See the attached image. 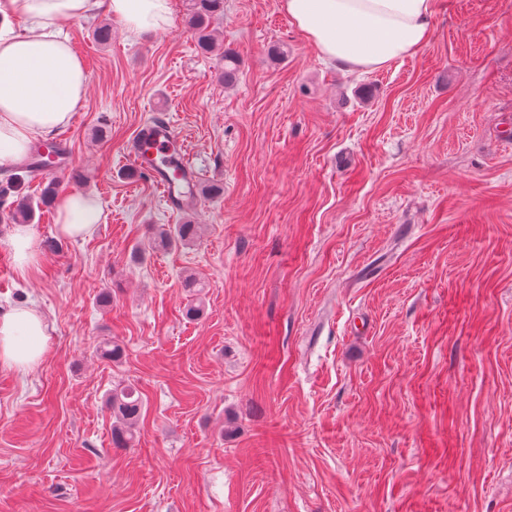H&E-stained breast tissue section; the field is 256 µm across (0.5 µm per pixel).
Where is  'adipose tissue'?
<instances>
[{
	"instance_id": "obj_1",
	"label": "adipose tissue",
	"mask_w": 512,
	"mask_h": 512,
	"mask_svg": "<svg viewBox=\"0 0 512 512\" xmlns=\"http://www.w3.org/2000/svg\"><path fill=\"white\" fill-rule=\"evenodd\" d=\"M280 7L318 57L363 73L425 46L438 0H280ZM100 13L136 35L168 28L173 8L172 0H0V167L25 159L35 141L54 137L82 105L87 70L65 30ZM53 208L64 238L91 235L101 220L100 204L88 193L59 195ZM0 244L19 272L39 261L31 225H13ZM47 342L45 319L34 308L0 311V364L28 371Z\"/></svg>"
}]
</instances>
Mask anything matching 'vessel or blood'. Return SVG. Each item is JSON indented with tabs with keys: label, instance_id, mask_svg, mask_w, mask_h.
Masks as SVG:
<instances>
[{
	"label": "vessel or blood",
	"instance_id": "1",
	"mask_svg": "<svg viewBox=\"0 0 512 512\" xmlns=\"http://www.w3.org/2000/svg\"><path fill=\"white\" fill-rule=\"evenodd\" d=\"M131 168L161 191L169 210L178 212L196 201L198 168L188 162L182 141L170 124H142L129 153Z\"/></svg>",
	"mask_w": 512,
	"mask_h": 512
}]
</instances>
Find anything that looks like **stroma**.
I'll return each instance as SVG.
<instances>
[{
	"label": "stroma",
	"instance_id": "stroma-1",
	"mask_svg": "<svg viewBox=\"0 0 512 512\" xmlns=\"http://www.w3.org/2000/svg\"><path fill=\"white\" fill-rule=\"evenodd\" d=\"M172 3L163 31L67 30L88 85L60 180L103 213L24 274L0 246V308L49 333L0 366V512H512V0H441L369 73L279 0H224L229 87ZM156 117L204 172L194 209L129 170ZM118 386L143 399L126 448ZM200 234L199 224H175L173 228H161L148 241V247L166 248L192 241Z\"/></svg>",
	"mask_w": 512,
	"mask_h": 512
}]
</instances>
